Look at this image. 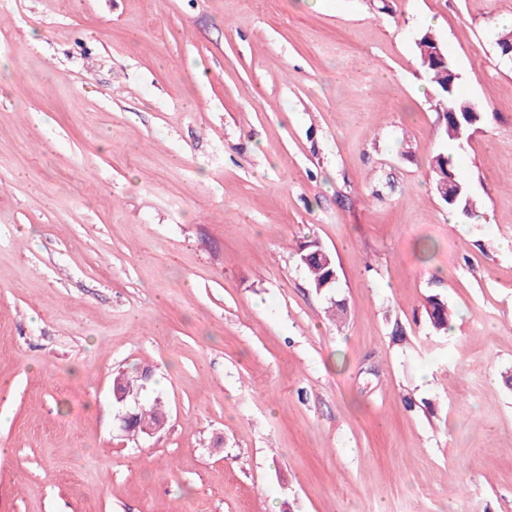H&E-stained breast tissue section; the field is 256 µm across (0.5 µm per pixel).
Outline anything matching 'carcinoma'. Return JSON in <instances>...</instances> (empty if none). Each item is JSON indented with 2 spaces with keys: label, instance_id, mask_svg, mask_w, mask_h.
<instances>
[{
  "label": "carcinoma",
  "instance_id": "1",
  "mask_svg": "<svg viewBox=\"0 0 512 512\" xmlns=\"http://www.w3.org/2000/svg\"><path fill=\"white\" fill-rule=\"evenodd\" d=\"M419 63L435 88L436 105L441 109L442 134L446 140L458 144L469 139L481 120L476 103L459 94V73L446 46L431 33L426 32L416 42ZM430 174L440 199L452 211L472 215L477 210V202L471 196L467 182L462 178L457 160L445 151L433 155L429 161ZM300 264L307 271L310 286L319 293H328L337 284L336 261L317 240H308L298 249ZM425 312L432 327L437 331L448 332L450 326L448 308L443 301L430 298ZM151 374L147 371L134 379L117 375L120 391L133 398L140 395ZM164 406L159 399L141 405L138 417L126 429L130 437L144 433L142 422L158 427Z\"/></svg>",
  "mask_w": 512,
  "mask_h": 512
}]
</instances>
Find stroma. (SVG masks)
I'll return each instance as SVG.
<instances>
[{
    "label": "stroma",
    "mask_w": 512,
    "mask_h": 512,
    "mask_svg": "<svg viewBox=\"0 0 512 512\" xmlns=\"http://www.w3.org/2000/svg\"><path fill=\"white\" fill-rule=\"evenodd\" d=\"M509 27L512 0H0V512H512ZM426 31L484 114L460 145ZM442 149L479 201L453 224ZM146 368L168 420L133 439L112 381ZM318 242L316 239L304 242L298 249V259L307 271L310 286L316 292L328 293L336 288V261L334 256ZM425 312L432 327L437 331L448 332L450 326L448 308L443 301L429 298Z\"/></svg>",
    "instance_id": "stroma-1"
}]
</instances>
